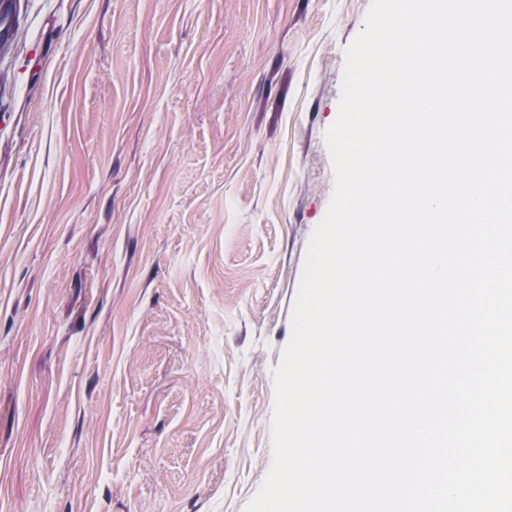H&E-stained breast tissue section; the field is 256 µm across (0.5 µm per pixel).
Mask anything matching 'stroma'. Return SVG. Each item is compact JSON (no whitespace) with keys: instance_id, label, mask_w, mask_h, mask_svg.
Listing matches in <instances>:
<instances>
[{"instance_id":"1","label":"stroma","mask_w":512,"mask_h":512,"mask_svg":"<svg viewBox=\"0 0 512 512\" xmlns=\"http://www.w3.org/2000/svg\"><path fill=\"white\" fill-rule=\"evenodd\" d=\"M371 0H20L0 512H244Z\"/></svg>"}]
</instances>
